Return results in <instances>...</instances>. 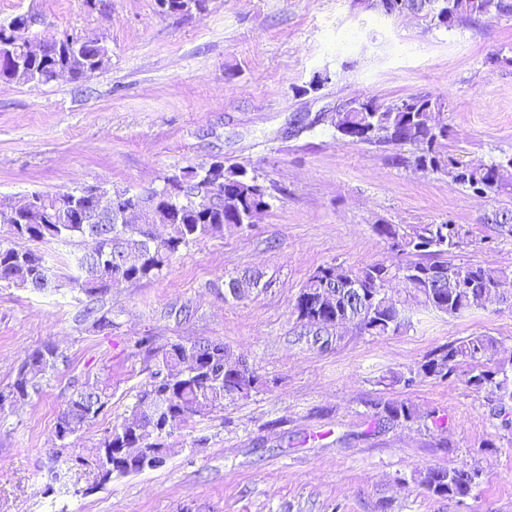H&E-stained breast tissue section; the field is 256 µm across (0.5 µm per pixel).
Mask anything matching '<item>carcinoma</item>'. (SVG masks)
<instances>
[{"mask_svg":"<svg viewBox=\"0 0 512 512\" xmlns=\"http://www.w3.org/2000/svg\"><path fill=\"white\" fill-rule=\"evenodd\" d=\"M165 11L203 10V0H161ZM368 6L387 16L413 15L428 25L462 26L512 14V0H368ZM28 17L17 15L7 26L0 25V82L47 83L54 72L65 70L70 79H86L109 62V51L77 43L72 31L51 46L42 57L25 58L18 65L15 53L25 39ZM445 102L430 95H412L392 101L354 98L339 107L334 124L344 138L355 136L363 144L414 147L413 163L433 173H443L456 185L476 197L512 191V156L487 164L473 165L464 156L448 151V124H433L434 112ZM194 171L200 199L180 202L160 194L163 206L178 211L163 236L151 226L166 223L163 211L150 209L145 223L123 224L120 210L98 214L92 224H71L63 219L62 208L71 192H34L36 210L20 215L0 233V286L44 291L64 279L72 288L105 294L114 287L153 280L164 274L182 252L208 237L224 234V227L239 230L252 227L254 214L271 207L270 187L260 177L238 164L222 161L189 164ZM223 179V196L211 201L210 172ZM495 233L512 237V210H498L484 217ZM377 232L401 257L397 265L383 261L353 269L341 264L318 267L305 282L294 307L301 326L315 334L329 332L347 323L370 336H390L406 323L405 303L388 295L389 284L402 280L408 297L416 303L448 316L483 307L491 292L512 291V270L459 262L456 253L473 243L472 233L463 224L448 220L431 224H381ZM88 234L102 238V251L78 260L80 274H66V264L51 266L41 247L53 242L81 243ZM224 287L241 300L261 287V275L231 277ZM82 318L100 331L112 329V312L102 309L97 299L88 300ZM148 380L135 395V402L124 417L112 424L92 448L98 456L105 448L126 449V465L103 475L102 483L115 474L143 471L147 455L157 465L178 453L170 442L176 431L196 417L224 410L226 401L244 400L259 384L248 366L242 370L225 367L227 349L216 340L169 341L156 346L150 337L139 340ZM57 345L48 341L29 352L18 367L13 382L0 389V414L12 412L42 386L63 357ZM459 379L466 386L485 391L497 401L495 416L501 427L512 429V346L486 334L467 336L430 352L417 371L406 379ZM110 394L96 383L76 388L57 417L55 434L61 447L83 431L108 406ZM421 419L431 421L433 430L447 432L445 418L436 411L422 413L406 400H381L374 404V428L404 425ZM479 470L466 468L428 470L419 473L418 486L427 493L450 499L468 496L475 485L472 476Z\"/></svg>","mask_w":512,"mask_h":512,"instance_id":"obj_1","label":"carcinoma"}]
</instances>
